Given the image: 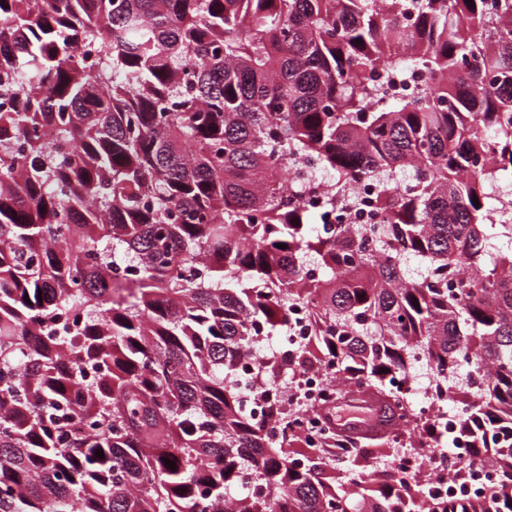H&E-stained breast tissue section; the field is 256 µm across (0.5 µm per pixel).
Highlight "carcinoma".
<instances>
[{"label":"carcinoma","mask_w":512,"mask_h":512,"mask_svg":"<svg viewBox=\"0 0 512 512\" xmlns=\"http://www.w3.org/2000/svg\"><path fill=\"white\" fill-rule=\"evenodd\" d=\"M0 94V512H223L250 473L246 512H512V0H0ZM304 158L381 223L320 230ZM294 304L258 419L231 380ZM416 361L497 475L455 507L389 458L328 479L270 389L318 366L403 419ZM313 330L312 320L304 306H294L289 313V325L283 342L288 347L304 345L311 337Z\"/></svg>","instance_id":"carcinoma-1"}]
</instances>
